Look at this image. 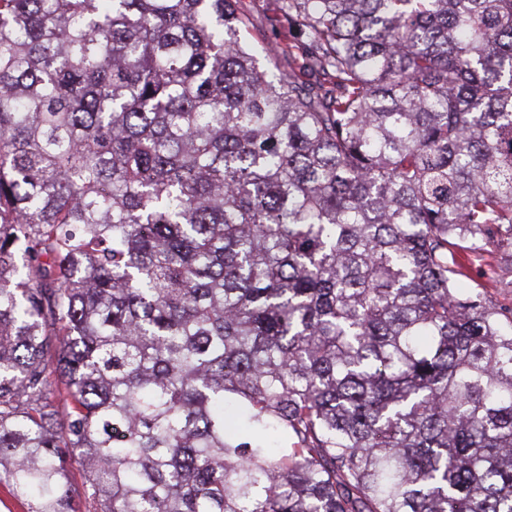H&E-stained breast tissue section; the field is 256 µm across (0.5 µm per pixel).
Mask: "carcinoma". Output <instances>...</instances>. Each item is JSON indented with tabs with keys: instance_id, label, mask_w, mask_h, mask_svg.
Masks as SVG:
<instances>
[{
	"instance_id": "obj_1",
	"label": "carcinoma",
	"mask_w": 512,
	"mask_h": 512,
	"mask_svg": "<svg viewBox=\"0 0 512 512\" xmlns=\"http://www.w3.org/2000/svg\"><path fill=\"white\" fill-rule=\"evenodd\" d=\"M279 15L317 84L233 0H0L28 512H512V307L460 287L512 256V0ZM276 5V0H234L237 12L245 18L244 36L247 44L256 51L261 63L288 76L295 71L298 73L292 59L288 58V45H295L293 51L297 56L302 52L303 45L292 32L273 21ZM267 44L280 46L279 54L272 59L265 57L262 52V47Z\"/></svg>"
}]
</instances>
